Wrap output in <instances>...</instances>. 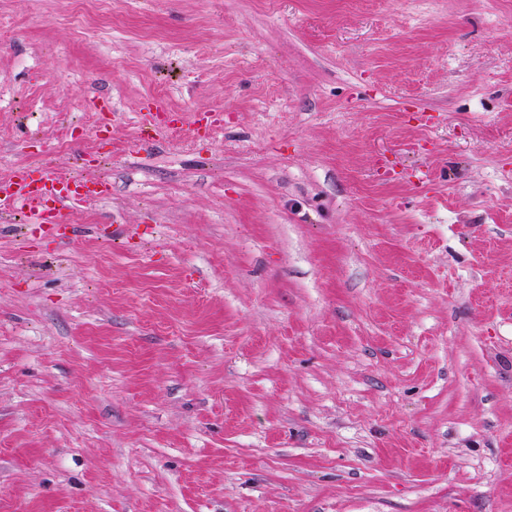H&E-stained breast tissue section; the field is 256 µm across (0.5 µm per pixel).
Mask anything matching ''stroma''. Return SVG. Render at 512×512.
Segmentation results:
<instances>
[{
  "label": "stroma",
  "instance_id": "obj_1",
  "mask_svg": "<svg viewBox=\"0 0 512 512\" xmlns=\"http://www.w3.org/2000/svg\"><path fill=\"white\" fill-rule=\"evenodd\" d=\"M75 13L0 0V177L112 185L0 215V512H512V0ZM41 186H35L36 179ZM60 186V187H58ZM0 194L23 200L28 204L30 224L38 225L46 235L59 237L63 224L67 223V210L70 205L80 202L83 197L106 198L112 194V185L99 180L93 188L81 194L77 187L71 190L68 184L60 181L53 172L41 167H19L7 179L0 180ZM52 196L47 203L45 197Z\"/></svg>",
  "mask_w": 512,
  "mask_h": 512
}]
</instances>
